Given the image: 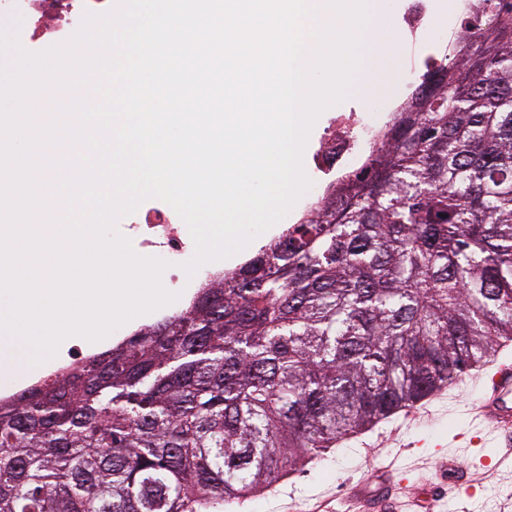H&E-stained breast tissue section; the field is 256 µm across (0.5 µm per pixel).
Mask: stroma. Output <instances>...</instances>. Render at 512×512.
<instances>
[{
	"mask_svg": "<svg viewBox=\"0 0 512 512\" xmlns=\"http://www.w3.org/2000/svg\"><path fill=\"white\" fill-rule=\"evenodd\" d=\"M406 0H370L366 28L378 53L374 64L360 62L345 98L325 108L315 120L302 154V166L310 181L309 189L295 202L284 221L296 223L310 205L322 197L329 183L327 176L315 169L316 152L331 127L337 111L350 108L372 110L379 124H386L397 109L396 103L383 101L379 92L394 76L407 69L424 74L428 54L425 43H409L399 31L398 20ZM163 288L174 293V302L142 313L115 328L109 341L65 338L46 364L47 369L69 362L75 349L102 351L108 342L130 335L139 326L171 316L186 308L199 287L200 275L180 273L171 281L169 271H162ZM445 403L429 399L427 416L414 423L393 416L369 431L331 448L324 459L307 464L274 483L260 495L246 498L244 505L229 502L224 512H314L325 501L346 495L350 485L371 474L377 465L396 458L402 469V485L415 493L426 485L438 486L442 500L436 512H457L465 505L468 512H512V468L495 464V442L476 444L477 431L470 409L479 397V385L473 374L445 388ZM455 453L462 466L475 472L478 485L472 497L462 500L448 487V477L439 468L442 454Z\"/></svg>",
	"mask_w": 512,
	"mask_h": 512,
	"instance_id": "obj_1",
	"label": "stroma"
}]
</instances>
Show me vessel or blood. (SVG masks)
Instances as JSON below:
<instances>
[{
	"label": "vessel or blood",
	"mask_w": 512,
	"mask_h": 512,
	"mask_svg": "<svg viewBox=\"0 0 512 512\" xmlns=\"http://www.w3.org/2000/svg\"><path fill=\"white\" fill-rule=\"evenodd\" d=\"M475 417L489 433L495 434L501 451L499 463L512 464V361L501 362L490 384L474 407ZM392 465H382L355 484L341 504L343 512H399L401 505L393 495ZM438 495L425 488L405 505L409 512H432Z\"/></svg>",
	"instance_id": "b4317fda"
}]
</instances>
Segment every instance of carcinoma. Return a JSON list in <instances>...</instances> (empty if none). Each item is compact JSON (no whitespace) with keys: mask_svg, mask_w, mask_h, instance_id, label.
I'll return each instance as SVG.
<instances>
[{"mask_svg":"<svg viewBox=\"0 0 512 512\" xmlns=\"http://www.w3.org/2000/svg\"><path fill=\"white\" fill-rule=\"evenodd\" d=\"M315 215L0 399V512H224L512 341V0Z\"/></svg>","mask_w":512,"mask_h":512,"instance_id":"cac0c4a2","label":"carcinoma"}]
</instances>
